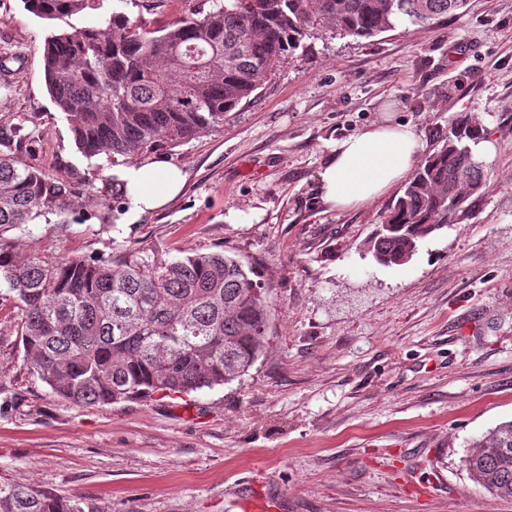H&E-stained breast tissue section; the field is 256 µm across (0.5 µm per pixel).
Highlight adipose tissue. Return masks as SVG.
<instances>
[{"label": "adipose tissue", "mask_w": 512, "mask_h": 512, "mask_svg": "<svg viewBox=\"0 0 512 512\" xmlns=\"http://www.w3.org/2000/svg\"><path fill=\"white\" fill-rule=\"evenodd\" d=\"M424 150L417 130L407 124L376 123L337 142L317 175L323 201L337 210L369 204L407 179ZM131 214L154 210L181 189L182 174L163 160L131 163L121 171Z\"/></svg>", "instance_id": "1"}]
</instances>
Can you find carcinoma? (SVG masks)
<instances>
[{"mask_svg":"<svg viewBox=\"0 0 512 512\" xmlns=\"http://www.w3.org/2000/svg\"><path fill=\"white\" fill-rule=\"evenodd\" d=\"M466 0H224L201 17L150 30L114 12L96 24L45 40L48 92L76 150L117 167L224 125L303 41L318 31L371 38L399 25L457 14ZM35 16L67 21L101 0H25ZM441 137L366 241L389 267L421 240L470 212L484 176L466 116ZM77 171L47 176L0 153V283L23 312L27 363L56 396L81 406L156 392L224 385L255 364L268 343L261 283L240 260L197 252L150 267L127 257H19L3 234L73 212ZM491 493L512 497V420L473 441L463 459ZM0 512H85L81 501L0 479Z\"/></svg>","mask_w":512,"mask_h":512,"instance_id":"1","label":"carcinoma"}]
</instances>
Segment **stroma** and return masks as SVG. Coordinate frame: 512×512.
I'll list each match as a JSON object with an SVG mask.
<instances>
[{
    "instance_id": "1",
    "label": "stroma",
    "mask_w": 512,
    "mask_h": 512,
    "mask_svg": "<svg viewBox=\"0 0 512 512\" xmlns=\"http://www.w3.org/2000/svg\"><path fill=\"white\" fill-rule=\"evenodd\" d=\"M212 0H103L148 23ZM52 27L0 0V152L50 176L78 170L66 228L6 237L18 255L132 254L148 264L222 251L266 288L269 344L247 374L182 397L104 406L58 398L24 359L22 314L0 297V477L93 512H240V483L287 493L282 512H512L462 459L512 420V0L369 39L319 32L251 102L158 159L179 195L114 227L105 158L75 151L45 86ZM461 115L493 143L471 213L401 266L364 248L388 204L336 211L317 173L371 122L411 124L426 153ZM33 136L17 142V127Z\"/></svg>"
}]
</instances>
